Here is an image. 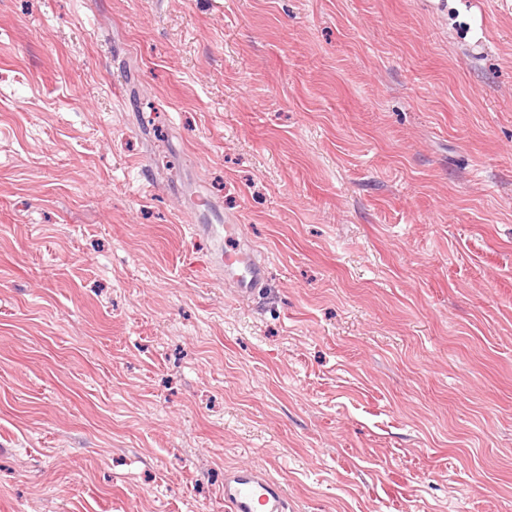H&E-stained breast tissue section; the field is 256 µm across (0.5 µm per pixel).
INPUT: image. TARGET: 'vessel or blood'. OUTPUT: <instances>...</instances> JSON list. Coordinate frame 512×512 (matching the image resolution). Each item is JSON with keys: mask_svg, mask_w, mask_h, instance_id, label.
<instances>
[{"mask_svg": "<svg viewBox=\"0 0 512 512\" xmlns=\"http://www.w3.org/2000/svg\"><path fill=\"white\" fill-rule=\"evenodd\" d=\"M216 262L237 298L254 296L265 281V264L252 249L218 254ZM224 512H289L288 496L265 469L234 467L224 472Z\"/></svg>", "mask_w": 512, "mask_h": 512, "instance_id": "1", "label": "vessel or blood"}]
</instances>
